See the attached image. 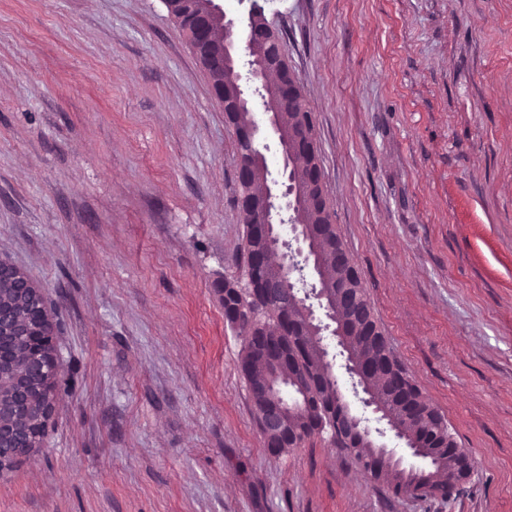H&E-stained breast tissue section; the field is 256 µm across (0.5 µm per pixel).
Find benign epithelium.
I'll use <instances>...</instances> for the list:
<instances>
[{
	"mask_svg": "<svg viewBox=\"0 0 512 512\" xmlns=\"http://www.w3.org/2000/svg\"><path fill=\"white\" fill-rule=\"evenodd\" d=\"M224 36V115L231 116L237 146L236 174L238 185L245 193L238 198L244 215L252 216L250 231L261 250L253 260V269L244 286L237 289L240 297L260 298L265 305L281 310L288 329L297 336L308 337L311 353L329 360L330 343L325 335L336 339L340 354L346 356L345 369L353 374L366 395L365 403L373 408L378 419L385 422L394 435L402 440L408 454L423 461L420 468L406 466L403 457L392 448L376 444L371 434L364 431L361 421L351 414L342 397H336L342 411H330L324 417L307 415L308 401L301 397L286 403L278 396L277 389L291 379L284 371V356L280 350L265 340L254 341L262 351L259 360L266 374L249 382L248 388L261 404L259 421L266 440V447L291 448L297 442L301 428L292 426V418L308 425L320 436L330 433L329 441L355 440L359 447L369 450L368 470L374 478L396 477L412 486L423 485L433 477V469L452 458L448 468V481L462 476L470 469L469 454L456 445H443L440 441L427 442L408 428L407 423L419 420L414 408V395L408 385L387 371L386 367L366 363L350 347L352 336L372 335L371 330H361L357 324L344 318V310L355 303L351 284L357 274L351 256L342 247L336 248V268L345 271L346 279H332L327 273L325 257L317 245L316 236L308 221V213L327 207L320 163L308 151H302L296 142L297 133L283 123L278 109L280 98L296 95L298 83L284 75L286 57L283 43L277 49L263 47L254 41L257 30L265 29L276 34L268 22L264 9L252 3L247 17L233 19L224 12L223 0H209V8L198 34L206 36L214 28ZM264 89L267 96L263 107L267 114L264 124H259L253 112L255 101L250 88ZM273 139L283 156V173L280 180L257 181L265 170V156L261 144ZM291 224L294 239L306 244L305 261L311 264L317 285L312 288L316 303L303 302L291 289L285 288L286 279L302 271L289 251L290 244L281 239V226ZM21 344L30 357V377L38 381H52L58 376L60 363L56 349L55 329L45 311L31 327L15 323L9 308L0 304V363L8 360L15 346ZM8 400L13 410H24L33 418L32 431L42 440L48 428L54 402L38 407L30 404L28 391L23 384H13L0 378V442L13 443L24 452L0 455V476L11 471L24 457L30 456L36 445L24 443L25 431L8 426L15 416L4 408Z\"/></svg>",
	"mask_w": 512,
	"mask_h": 512,
	"instance_id": "obj_1",
	"label": "benign epithelium"
}]
</instances>
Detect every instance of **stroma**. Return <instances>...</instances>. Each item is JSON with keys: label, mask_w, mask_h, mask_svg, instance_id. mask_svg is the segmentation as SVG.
<instances>
[{"label": "stroma", "mask_w": 512, "mask_h": 512, "mask_svg": "<svg viewBox=\"0 0 512 512\" xmlns=\"http://www.w3.org/2000/svg\"><path fill=\"white\" fill-rule=\"evenodd\" d=\"M284 34L325 191L395 354L476 462L393 494L270 455L224 320L236 143L163 0H0V261L61 369L0 512H512V0H235Z\"/></svg>", "instance_id": "stroma-1"}]
</instances>
